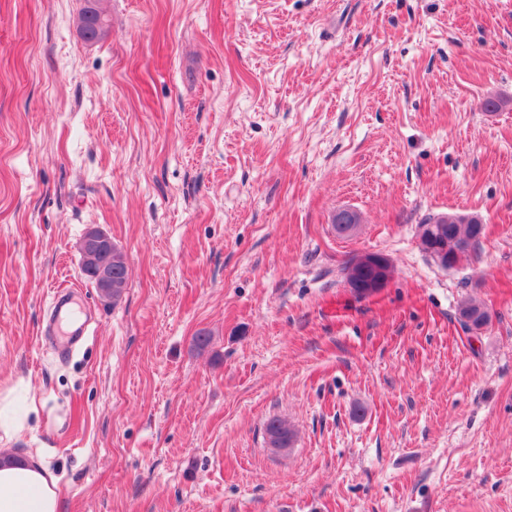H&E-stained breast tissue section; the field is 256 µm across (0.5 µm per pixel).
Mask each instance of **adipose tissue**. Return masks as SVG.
I'll use <instances>...</instances> for the list:
<instances>
[{
  "mask_svg": "<svg viewBox=\"0 0 512 512\" xmlns=\"http://www.w3.org/2000/svg\"><path fill=\"white\" fill-rule=\"evenodd\" d=\"M0 512H61L57 481L40 455L0 448Z\"/></svg>",
  "mask_w": 512,
  "mask_h": 512,
  "instance_id": "ef3b65f1",
  "label": "adipose tissue"
}]
</instances>
